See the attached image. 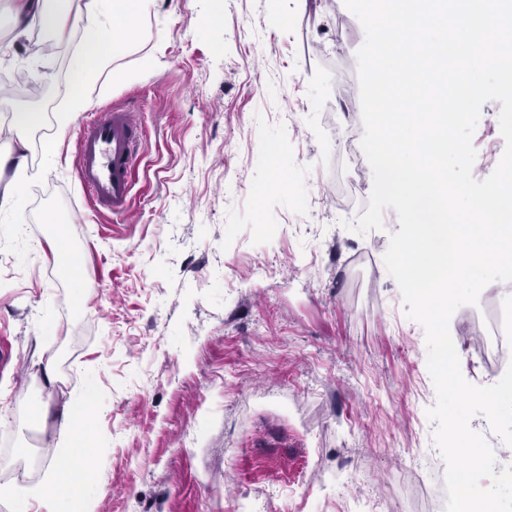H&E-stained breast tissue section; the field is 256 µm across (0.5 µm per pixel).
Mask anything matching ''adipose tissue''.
<instances>
[{
  "label": "adipose tissue",
  "instance_id": "adipose-tissue-1",
  "mask_svg": "<svg viewBox=\"0 0 512 512\" xmlns=\"http://www.w3.org/2000/svg\"><path fill=\"white\" fill-rule=\"evenodd\" d=\"M73 0H15L12 10L17 35H26L30 20L62 36L67 22L75 18L87 23L92 36L81 45L70 74L71 92L56 116L55 141H62L76 115L87 111L93 102V92L101 75L111 73L113 63L124 56L130 47V33L136 20L147 12L151 0H87L84 10L72 12ZM44 117L38 112H15L0 124V213L16 208L17 189L31 176L28 156V131L42 125ZM90 406L86 401L65 403L57 408H36L39 421H52L68 434V458L52 474L55 494H47L37 485L18 484L11 493L17 499L20 512H70V493L76 485H91L93 476L78 465L84 453L83 431L85 414Z\"/></svg>",
  "mask_w": 512,
  "mask_h": 512
}]
</instances>
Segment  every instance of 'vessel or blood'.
Returning a JSON list of instances; mask_svg holds the SVG:
<instances>
[{
    "mask_svg": "<svg viewBox=\"0 0 512 512\" xmlns=\"http://www.w3.org/2000/svg\"><path fill=\"white\" fill-rule=\"evenodd\" d=\"M141 124L132 112L113 110L84 123L78 139V180L86 197L125 215L138 167Z\"/></svg>",
    "mask_w": 512,
    "mask_h": 512,
    "instance_id": "b4317fda",
    "label": "vessel or blood"
}]
</instances>
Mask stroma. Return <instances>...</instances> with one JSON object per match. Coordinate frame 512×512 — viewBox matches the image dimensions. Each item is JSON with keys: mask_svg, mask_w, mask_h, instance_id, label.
<instances>
[{"mask_svg": "<svg viewBox=\"0 0 512 512\" xmlns=\"http://www.w3.org/2000/svg\"><path fill=\"white\" fill-rule=\"evenodd\" d=\"M0 0V113L53 115L84 23L17 36ZM344 0H155L93 111L143 126L129 215L95 209L77 174L80 113L54 154L28 132L34 179L0 228V487L47 481L57 441L34 407L98 388L84 457L97 512H405L409 455L440 461L423 326L383 262L384 228L348 230L371 169ZM499 102L473 136L475 179L505 150ZM62 212L91 281L43 241ZM57 360L44 385L39 357Z\"/></svg>", "mask_w": 512, "mask_h": 512, "instance_id": "1", "label": "stroma"}]
</instances>
